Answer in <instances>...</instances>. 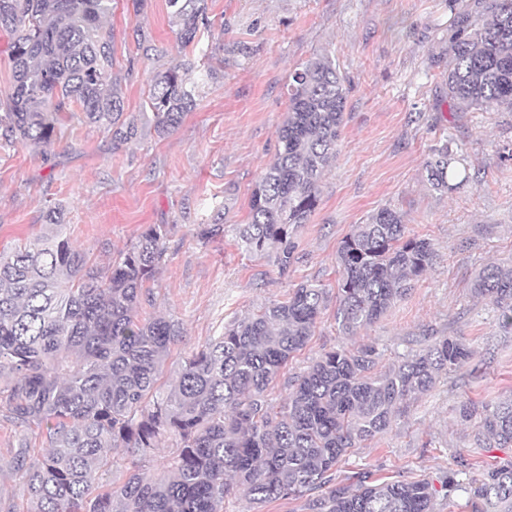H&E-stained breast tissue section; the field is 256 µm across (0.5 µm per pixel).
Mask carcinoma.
<instances>
[{"instance_id":"carcinoma-1","label":"carcinoma","mask_w":512,"mask_h":512,"mask_svg":"<svg viewBox=\"0 0 512 512\" xmlns=\"http://www.w3.org/2000/svg\"><path fill=\"white\" fill-rule=\"evenodd\" d=\"M114 0H0V29L11 36L12 91L0 103V143L48 148L64 119L83 120L110 137L112 150L135 140L112 77ZM177 37L199 43L210 26L207 0H166ZM451 31L448 99L459 109L512 111V0H448ZM175 64L152 81L147 105L164 136L194 107L201 86ZM348 87L336 60L321 55L296 68L273 162L256 184L249 220L236 228L239 248L266 255L283 275L297 262L296 235L320 202V180L336 160ZM448 142L426 163L431 190L444 195L469 181L452 165ZM224 212L199 225L207 244L224 235ZM49 232L0 251V379L12 381L16 424L45 436L42 456L27 441L13 467L24 474L29 512H224L239 493L261 505L302 499L307 512H434L453 475L380 482L371 472L339 479L352 448L386 434L400 406L435 388L473 356L461 339L442 336L391 370H376V350L335 348L294 377L279 410L268 401L288 359L321 322L322 285L301 284L284 302L237 318L187 358L160 391L178 322L137 310L165 256L171 224H151L119 259L102 268L72 245L59 208ZM433 243L406 234L403 215L382 207L341 242L336 256V324L343 334L377 322L432 265ZM472 294L494 303L512 327V266L487 265ZM479 417V448H512V394L478 407L461 401L459 418ZM173 438L163 470L143 461ZM138 456L120 482H100L120 451ZM472 512H512V458L488 469L473 490Z\"/></svg>"}]
</instances>
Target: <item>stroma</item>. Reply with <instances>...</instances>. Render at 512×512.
I'll return each mask as SVG.
<instances>
[{"instance_id": "stroma-1", "label": "stroma", "mask_w": 512, "mask_h": 512, "mask_svg": "<svg viewBox=\"0 0 512 512\" xmlns=\"http://www.w3.org/2000/svg\"><path fill=\"white\" fill-rule=\"evenodd\" d=\"M211 29L200 48L177 38L165 0H116L108 25L114 72L136 140L114 151L106 133L74 118L50 149L0 147V250L42 235L48 207L63 209L71 243L100 264L125 251L152 224L173 230L164 261L149 283L140 319L166 316L183 334L166 359L171 381L183 361L232 320L286 301L297 285L335 289L336 251L355 225L388 206L410 234L431 240L433 266L383 317L356 335L339 332L328 304L307 345L269 390L282 405L290 383L322 352L373 346L380 369L441 336L462 337L475 356L430 392L401 406L380 439L353 449L338 477L361 470L383 481L455 473L453 498L437 495L435 512H471L483 473L510 448H478L475 427L456 408L512 393V331L499 311L473 297L475 274L512 265V111L450 107L448 0H208ZM144 34L152 52L139 49ZM335 58L349 88L339 152L320 183V203L297 234L299 260L288 274L242 252L234 225L245 223L251 192L277 149L296 66ZM192 62L189 78L207 74L192 111L160 137L145 118L152 76ZM448 142L470 180L456 192H433L426 162ZM225 204L227 227L208 244L196 238L214 206ZM21 435L0 395V501L28 507L11 459Z\"/></svg>"}]
</instances>
